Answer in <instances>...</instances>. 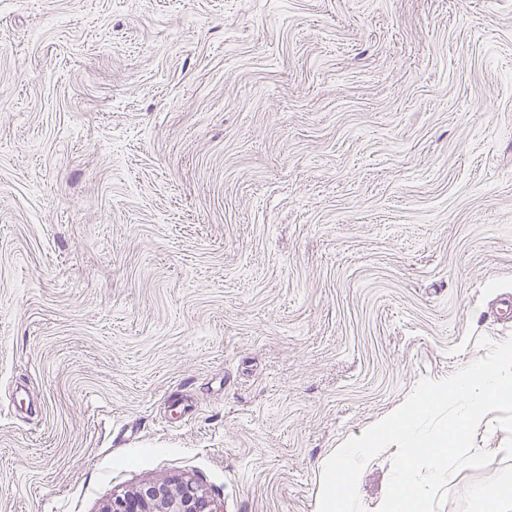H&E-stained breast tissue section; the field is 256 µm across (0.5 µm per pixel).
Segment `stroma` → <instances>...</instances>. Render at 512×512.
Segmentation results:
<instances>
[{
	"label": "stroma",
	"mask_w": 512,
	"mask_h": 512,
	"mask_svg": "<svg viewBox=\"0 0 512 512\" xmlns=\"http://www.w3.org/2000/svg\"><path fill=\"white\" fill-rule=\"evenodd\" d=\"M507 296L512 0H0V512H318ZM505 441L439 512L512 487ZM102 512H218L207 494L186 478L165 479L112 497Z\"/></svg>",
	"instance_id": "stroma-1"
}]
</instances>
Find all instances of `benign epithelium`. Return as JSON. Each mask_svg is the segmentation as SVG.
Masks as SVG:
<instances>
[{
	"mask_svg": "<svg viewBox=\"0 0 512 512\" xmlns=\"http://www.w3.org/2000/svg\"><path fill=\"white\" fill-rule=\"evenodd\" d=\"M102 512H217L207 494L186 478L165 479L112 497Z\"/></svg>",
	"mask_w": 512,
	"mask_h": 512,
	"instance_id": "7a95c632",
	"label": "benign epithelium"
}]
</instances>
